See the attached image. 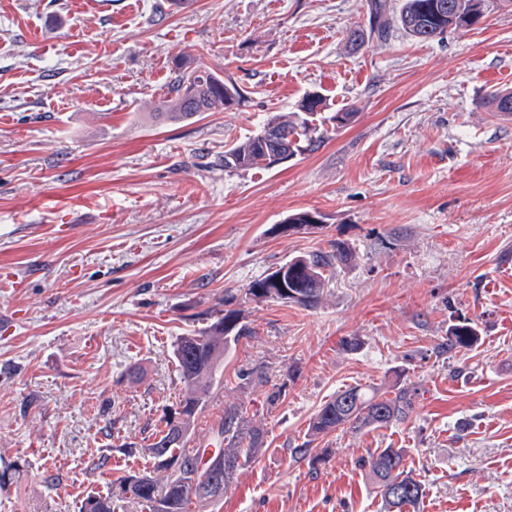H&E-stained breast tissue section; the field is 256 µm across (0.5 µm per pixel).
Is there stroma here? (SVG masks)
Here are the masks:
<instances>
[{"label": "stroma", "instance_id": "35a3bbf8", "mask_svg": "<svg viewBox=\"0 0 512 512\" xmlns=\"http://www.w3.org/2000/svg\"><path fill=\"white\" fill-rule=\"evenodd\" d=\"M370 8L0 0V512H78L152 470L145 448L184 392L173 344L228 296L255 334L226 353L186 448H219L230 405L264 443L191 512H385L358 460L387 447L408 452L418 512H512V113L489 97L512 92V7L350 50ZM180 53L244 102L157 121ZM313 93L320 148L225 171V143ZM303 211L320 224L273 234ZM339 241L354 258L318 307L247 296ZM463 319L478 345L441 351ZM257 365L268 384L245 386ZM400 379L409 418L309 440L336 392Z\"/></svg>", "mask_w": 512, "mask_h": 512}]
</instances>
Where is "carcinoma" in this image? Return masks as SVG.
<instances>
[{
    "label": "carcinoma",
    "instance_id": "cac0c4a2",
    "mask_svg": "<svg viewBox=\"0 0 512 512\" xmlns=\"http://www.w3.org/2000/svg\"><path fill=\"white\" fill-rule=\"evenodd\" d=\"M443 1L448 3L444 9L439 7ZM490 5L491 0H403L398 16L391 20L385 19L377 6L370 12L369 33L386 39L392 31L402 30L420 42H429L444 37L450 29H466L481 23ZM242 100L243 94L236 84L224 82V78L200 63L191 68L180 57L167 96L156 107L155 116L167 121L188 120L200 112L227 109ZM322 107L321 97L309 96L301 100L294 118L277 114L266 118L256 134L224 151V169L272 167L277 148L282 145H292L296 152L316 150L323 140L312 136L316 130L313 121ZM352 258L353 254L339 243L332 252L316 251L293 257L286 262L288 279L283 283L271 281L272 275L268 274L252 282L246 294L256 301L275 300L314 308L322 300L336 268ZM231 304L232 300H225L228 309L216 321L199 332L179 337L174 345L178 373L186 390L179 408L187 430L210 398L225 352L241 339L254 335V330L243 324L240 311ZM478 341L476 327L464 320L453 325L442 350L460 352L476 346ZM240 377L253 386L268 383L262 365L248 369ZM413 402L414 392L408 386L398 387L390 397L351 386L320 407L309 431L313 436H325L339 429L357 433L387 426L407 418L413 412ZM219 436L224 447L213 454L220 465L213 472L203 466L199 454L186 451L185 440L173 437L171 418L163 419V428L145 451L164 476L157 479L147 473L129 474L119 481L116 492L87 494L79 512H115L116 502L123 498L136 500L146 512H190L195 501L204 503L220 498L237 472L262 447L263 432L249 424L239 407L229 406L224 408ZM406 453L404 448H378L358 461L361 468L368 470L387 512H403L418 504L423 495L421 483L406 469Z\"/></svg>",
    "mask_w": 512,
    "mask_h": 512
}]
</instances>
